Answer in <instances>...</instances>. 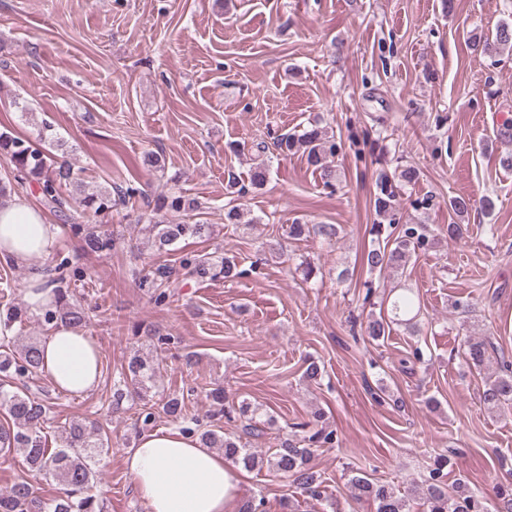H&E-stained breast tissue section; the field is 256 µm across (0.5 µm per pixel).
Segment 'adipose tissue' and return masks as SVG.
<instances>
[{
	"instance_id": "ef3b65f1",
	"label": "adipose tissue",
	"mask_w": 512,
	"mask_h": 512,
	"mask_svg": "<svg viewBox=\"0 0 512 512\" xmlns=\"http://www.w3.org/2000/svg\"><path fill=\"white\" fill-rule=\"evenodd\" d=\"M57 235L26 198L0 207V259L26 265V302L40 312L55 299L40 265ZM43 371L59 390L75 395L93 392L101 377L98 343L86 332L66 326L41 341ZM148 512H238L243 475L223 455L175 429L143 434L123 459Z\"/></svg>"
}]
</instances>
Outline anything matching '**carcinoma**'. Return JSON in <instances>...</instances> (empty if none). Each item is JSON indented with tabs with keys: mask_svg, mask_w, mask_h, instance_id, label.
Wrapping results in <instances>:
<instances>
[{
	"mask_svg": "<svg viewBox=\"0 0 512 512\" xmlns=\"http://www.w3.org/2000/svg\"><path fill=\"white\" fill-rule=\"evenodd\" d=\"M509 48L512 50V24H501L495 33L494 41L483 44V51ZM279 155L299 153L306 158L309 166L318 171L328 186L333 185L335 170L329 159L336 156L335 135L317 122L301 133H284L273 141ZM268 146L261 142L256 145L260 156L251 173V184L262 186L270 174L269 158L265 157ZM0 154L9 157L18 176L33 180L44 199L55 205H62L59 194L61 186H72L81 190V184L73 177L71 169L61 165L51 167L47 151L32 145L29 141L7 132L0 133ZM420 172L411 164L395 159L390 171H383L375 181L373 207L380 221L372 224L371 245L363 253V264L371 273H383L388 269L404 270L416 251L427 250L429 236L423 224H397L394 212L398 205L400 186L415 184ZM138 193V189L126 187L112 193L104 191L91 193L81 198L84 206L93 210L96 216H105L112 211V195L123 200ZM202 208L201 202L173 189L161 193L155 200L153 214L147 225V232L158 251H164L175 243L188 238H201L208 235V224H185L174 218ZM71 230L82 235L83 250L87 253H102L112 250L117 244V236L99 230L92 224H73ZM338 229L332 224H303L299 221L289 225L288 237L301 240L315 236L329 244L337 237ZM55 270L60 275L51 277L55 285L56 300L41 315L46 325L64 324L80 329L87 323L85 309L72 301L67 290L61 288L64 281L62 272L68 270L74 277H82V271L63 259ZM245 274L233 256H217L210 253L186 254L177 265L158 264L149 267L138 278V287L147 289L150 298L157 306L167 304L172 290L178 287L183 277L189 275L198 279H224L233 281ZM387 313L371 315L366 323V335L373 341L385 339L392 332V326H401L414 334L420 331L421 311L418 294L412 288H399L393 295L386 296ZM23 309L15 306L0 314V342L9 351L0 353V374L20 381L21 386L7 390L0 386V408L5 410L8 423L0 426V452L23 454L31 470L57 481L65 486V495L41 504L33 497L28 483L22 481L13 485L7 494L0 495V512H105L104 500L93 492L97 487V471L94 469L98 457L108 447V436L102 426L95 422L72 420L58 432V448H47L42 432L48 422L49 408L45 400L30 392L27 382L34 379L42 370L44 354L41 340L31 336L22 344H13L11 336L15 323L21 321ZM496 350L488 336L470 335L465 339V363L474 369L482 368ZM160 363L138 355L129 358L123 368L122 380L113 385L112 411L120 410L125 397L135 393L144 399L155 387ZM210 399L217 408L216 416L234 417L244 422L243 432L259 437L264 434V425L255 418L256 410L250 403L241 401L231 406L224 405V390H209ZM480 401L484 408L497 412L512 406V363L501 362L499 371L485 377ZM164 413L173 422L184 417L185 404L182 397L170 394L162 404ZM323 414L313 412L311 419L296 423L282 435L274 455L268 459L257 456L251 449L240 445L239 441L213 429H203L198 421H190L180 427L188 435L196 436L208 448H219L224 459L245 470H253L259 464L267 463V468L279 475L288 477L291 483L303 492L314 497L321 496V475L310 465L314 449L338 442L336 431L325 427ZM450 458L439 453L422 482L426 512H489L490 498L487 493L475 490L463 482L448 483ZM348 484L357 499L365 498L375 505V512H408L407 499L398 495L386 483L375 481L359 468H349ZM495 512H512V483L494 488Z\"/></svg>",
	"mask_w": 512,
	"mask_h": 512,
	"instance_id": "carcinoma-1",
	"label": "carcinoma"
}]
</instances>
